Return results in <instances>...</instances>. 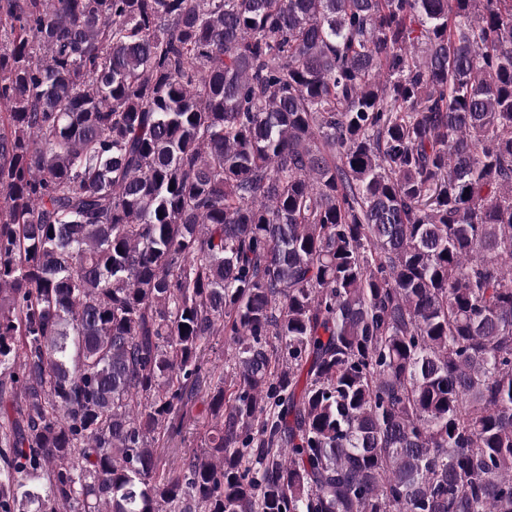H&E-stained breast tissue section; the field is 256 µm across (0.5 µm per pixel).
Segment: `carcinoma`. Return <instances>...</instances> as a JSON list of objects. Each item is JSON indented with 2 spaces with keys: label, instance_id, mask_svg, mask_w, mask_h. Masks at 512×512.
Masks as SVG:
<instances>
[{
  "label": "carcinoma",
  "instance_id": "obj_1",
  "mask_svg": "<svg viewBox=\"0 0 512 512\" xmlns=\"http://www.w3.org/2000/svg\"><path fill=\"white\" fill-rule=\"evenodd\" d=\"M0 460V512H512V0H0ZM205 353V360H207L205 368L208 371L218 373L222 367L224 368V360L229 358L231 351L228 350L227 345L224 344V337L214 336L210 339ZM208 396L206 388L202 387L197 394L183 408V429L180 436L169 442L166 448H161V454L167 464L179 460L184 454L197 452L205 449L207 436L205 429L201 425L207 407ZM206 439V442H205Z\"/></svg>",
  "mask_w": 512,
  "mask_h": 512
}]
</instances>
